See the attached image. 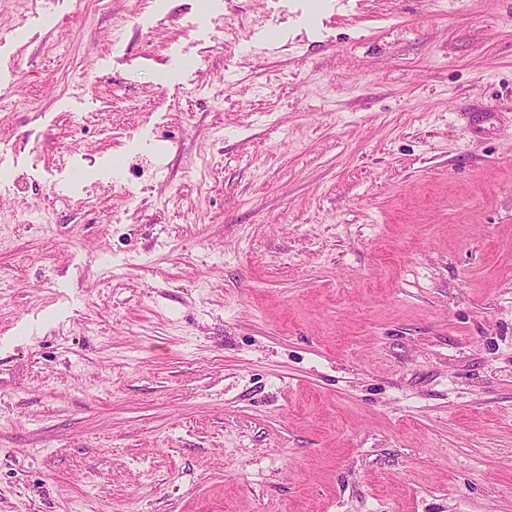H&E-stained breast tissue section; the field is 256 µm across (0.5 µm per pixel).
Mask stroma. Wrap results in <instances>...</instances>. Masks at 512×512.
I'll use <instances>...</instances> for the list:
<instances>
[{"instance_id":"1","label":"stroma","mask_w":512,"mask_h":512,"mask_svg":"<svg viewBox=\"0 0 512 512\" xmlns=\"http://www.w3.org/2000/svg\"><path fill=\"white\" fill-rule=\"evenodd\" d=\"M0 156V512H512V0H0Z\"/></svg>"}]
</instances>
